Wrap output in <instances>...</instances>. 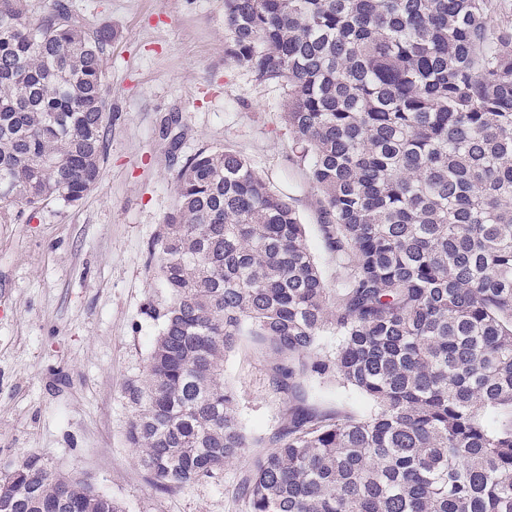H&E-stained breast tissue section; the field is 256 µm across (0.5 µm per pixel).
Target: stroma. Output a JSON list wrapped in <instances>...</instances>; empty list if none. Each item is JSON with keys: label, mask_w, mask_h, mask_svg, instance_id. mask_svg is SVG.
<instances>
[{"label": "stroma", "mask_w": 512, "mask_h": 512, "mask_svg": "<svg viewBox=\"0 0 512 512\" xmlns=\"http://www.w3.org/2000/svg\"><path fill=\"white\" fill-rule=\"evenodd\" d=\"M104 51L107 155L98 185L72 206L0 224V473L43 456L126 512H245L241 458L221 478L162 491L126 440L125 383L158 334L147 314L164 290L148 250L176 202L175 173L199 148L245 155L287 195L329 287L339 271L320 232L318 195L291 149L284 94L224 54V0H68ZM249 434L266 436L284 403L248 340L224 359ZM318 408L369 412L350 387L311 381Z\"/></svg>", "instance_id": "35a3bbf8"}]
</instances>
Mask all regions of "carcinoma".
<instances>
[{
  "label": "carcinoma",
  "instance_id": "carcinoma-1",
  "mask_svg": "<svg viewBox=\"0 0 512 512\" xmlns=\"http://www.w3.org/2000/svg\"><path fill=\"white\" fill-rule=\"evenodd\" d=\"M491 0H224L225 54L286 93L320 194L325 282L290 203L232 148L202 147L150 256L165 297L126 438L152 485L217 479L256 448L246 512H512V29ZM65 0H0V224L74 205L106 154L103 48ZM340 337L321 357V338ZM248 338L286 396L253 436L224 357ZM368 415L306 404L305 383ZM0 512H125L28 455ZM307 404L318 408H343L353 413L369 412V401L350 387L340 384H322L310 381L306 384Z\"/></svg>",
  "mask_w": 512,
  "mask_h": 512
}]
</instances>
